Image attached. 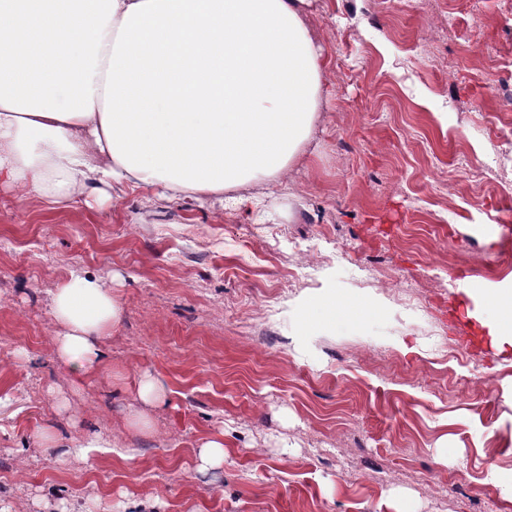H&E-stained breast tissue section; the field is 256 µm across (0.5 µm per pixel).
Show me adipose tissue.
<instances>
[{
	"mask_svg": "<svg viewBox=\"0 0 512 512\" xmlns=\"http://www.w3.org/2000/svg\"><path fill=\"white\" fill-rule=\"evenodd\" d=\"M311 2L0 0V185L51 206L151 187L265 218L238 187L277 186L329 103ZM486 306L512 348V292ZM49 308L58 359L103 371L124 314L111 276L70 272Z\"/></svg>",
	"mask_w": 512,
	"mask_h": 512,
	"instance_id": "ef3b65f1",
	"label": "adipose tissue"
}]
</instances>
